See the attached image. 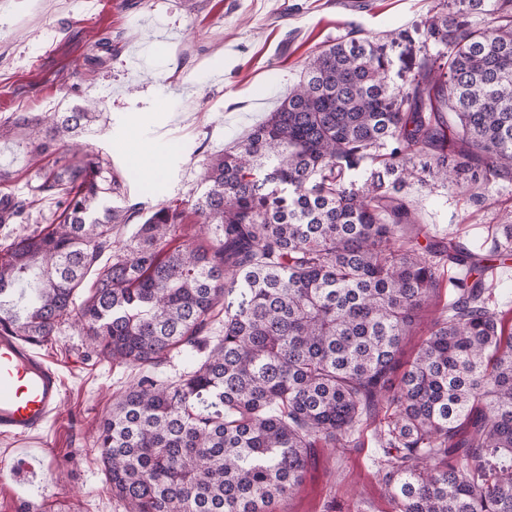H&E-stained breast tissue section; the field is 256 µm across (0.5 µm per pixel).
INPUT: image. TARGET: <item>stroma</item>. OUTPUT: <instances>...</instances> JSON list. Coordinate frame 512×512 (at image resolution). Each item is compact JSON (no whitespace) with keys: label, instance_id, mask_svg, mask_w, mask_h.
Wrapping results in <instances>:
<instances>
[{"label":"stroma","instance_id":"stroma-1","mask_svg":"<svg viewBox=\"0 0 512 512\" xmlns=\"http://www.w3.org/2000/svg\"><path fill=\"white\" fill-rule=\"evenodd\" d=\"M434 0H0V123L17 112L51 113L103 101L83 135L124 177L130 202L187 199L201 161L228 150L276 109L305 61L352 25L376 36L399 33L393 70L419 55L420 24ZM117 51L103 67L84 57L99 39ZM163 168L147 179L133 155ZM406 193L431 233L480 244L488 229L512 224V183L489 185L483 203L462 188L424 175ZM40 351L64 378L66 396L39 437L22 441L42 459L36 477L0 483V512H123L112 498L95 438L112 403L142 375L175 378L172 358L155 367L115 366L78 325L62 328ZM382 454L371 431L339 453L315 449L286 512H394L377 473Z\"/></svg>","mask_w":512,"mask_h":512}]
</instances>
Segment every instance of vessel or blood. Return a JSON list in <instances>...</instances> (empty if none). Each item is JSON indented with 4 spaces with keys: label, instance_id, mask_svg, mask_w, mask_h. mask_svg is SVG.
Listing matches in <instances>:
<instances>
[{
    "label": "vessel or blood",
    "instance_id": "1",
    "mask_svg": "<svg viewBox=\"0 0 512 512\" xmlns=\"http://www.w3.org/2000/svg\"><path fill=\"white\" fill-rule=\"evenodd\" d=\"M64 381L30 342L0 329V438L39 432L64 401Z\"/></svg>",
    "mask_w": 512,
    "mask_h": 512
}]
</instances>
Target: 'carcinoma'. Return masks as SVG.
<instances>
[{
    "label": "carcinoma",
    "mask_w": 512,
    "mask_h": 512,
    "mask_svg": "<svg viewBox=\"0 0 512 512\" xmlns=\"http://www.w3.org/2000/svg\"><path fill=\"white\" fill-rule=\"evenodd\" d=\"M423 37L398 87L393 33L323 45L266 121L202 160L200 188L149 211L80 142L101 102L0 123L35 162L55 156L0 194V224L28 225L0 245V326L40 344L75 321L114 364H185L127 387L99 426L125 512H282L313 449L364 427L395 512H512V309L484 280L512 259V224L471 249L425 231L403 193L426 171L512 183V0H436ZM46 198L50 226H29ZM188 209L194 241L173 248ZM445 266L465 275L404 369Z\"/></svg>",
    "instance_id": "cac0c4a2"
}]
</instances>
